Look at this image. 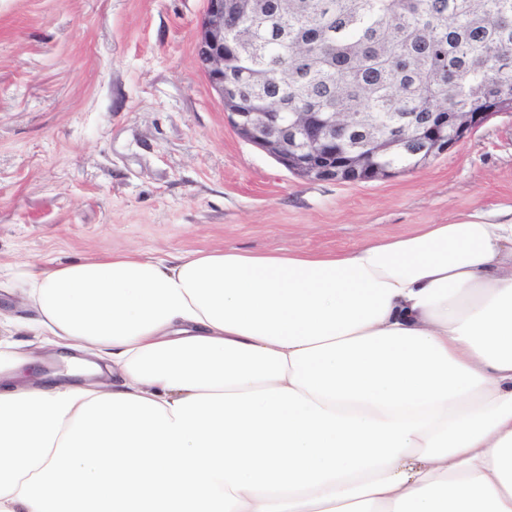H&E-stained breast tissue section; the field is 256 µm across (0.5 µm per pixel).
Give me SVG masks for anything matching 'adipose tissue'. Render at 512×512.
<instances>
[{
    "instance_id": "1",
    "label": "adipose tissue",
    "mask_w": 512,
    "mask_h": 512,
    "mask_svg": "<svg viewBox=\"0 0 512 512\" xmlns=\"http://www.w3.org/2000/svg\"><path fill=\"white\" fill-rule=\"evenodd\" d=\"M0 512H512V220L0 268Z\"/></svg>"
}]
</instances>
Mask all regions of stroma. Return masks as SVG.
<instances>
[{
  "instance_id": "stroma-1",
  "label": "stroma",
  "mask_w": 512,
  "mask_h": 512,
  "mask_svg": "<svg viewBox=\"0 0 512 512\" xmlns=\"http://www.w3.org/2000/svg\"><path fill=\"white\" fill-rule=\"evenodd\" d=\"M206 0H0V263L327 252L512 208V112L414 170L294 176L198 57Z\"/></svg>"
}]
</instances>
